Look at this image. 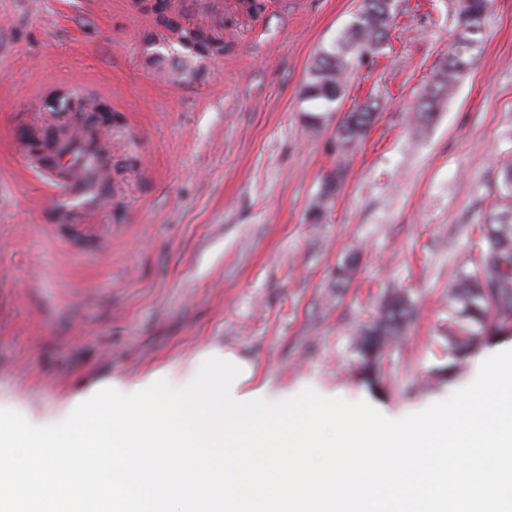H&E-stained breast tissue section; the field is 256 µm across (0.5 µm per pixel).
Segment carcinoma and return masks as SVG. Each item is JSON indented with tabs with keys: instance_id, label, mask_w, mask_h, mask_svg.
I'll list each match as a JSON object with an SVG mask.
<instances>
[{
	"instance_id": "obj_1",
	"label": "carcinoma",
	"mask_w": 512,
	"mask_h": 512,
	"mask_svg": "<svg viewBox=\"0 0 512 512\" xmlns=\"http://www.w3.org/2000/svg\"><path fill=\"white\" fill-rule=\"evenodd\" d=\"M488 8V0H457L460 38L441 64L440 80L417 110L420 121L432 119L438 100L452 92L460 73L473 62L471 50L483 33ZM395 11L396 0H360L356 14L337 43L316 58L303 88L304 97L329 104L339 101L345 92L348 55L378 52L386 41ZM180 39L197 55L224 54V40L218 34L184 27L180 29ZM375 117V107L368 104L343 114L336 126V166L323 180L313 219H320L322 210L341 190L346 175L344 155L365 138ZM500 177L501 198L506 203L483 225L482 241L475 244L478 258H468L461 264L448 289V349L458 358L465 357L484 336L512 334V163L502 165ZM411 315L405 291L391 288L384 296L381 315L359 330L356 347L367 382L379 381L381 358L386 348L403 334Z\"/></svg>"
}]
</instances>
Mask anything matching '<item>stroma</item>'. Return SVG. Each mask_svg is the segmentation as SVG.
I'll use <instances>...</instances> for the list:
<instances>
[{"label": "stroma", "instance_id": "1", "mask_svg": "<svg viewBox=\"0 0 512 512\" xmlns=\"http://www.w3.org/2000/svg\"><path fill=\"white\" fill-rule=\"evenodd\" d=\"M144 2L0 0V408L54 424L93 387L217 346L252 364L268 400L310 387L399 418L512 344L479 343L457 367L446 340L448 286L512 159V0H491L472 65L424 125L414 114L459 37L456 0H400L384 49L350 55L329 105L302 88L359 0H223L230 48L175 81L154 60L183 50ZM58 87L112 110V205L71 222L16 136L56 129ZM369 99L378 118L311 223L336 124ZM393 286L413 313L373 387L355 338Z\"/></svg>", "mask_w": 512, "mask_h": 512}]
</instances>
